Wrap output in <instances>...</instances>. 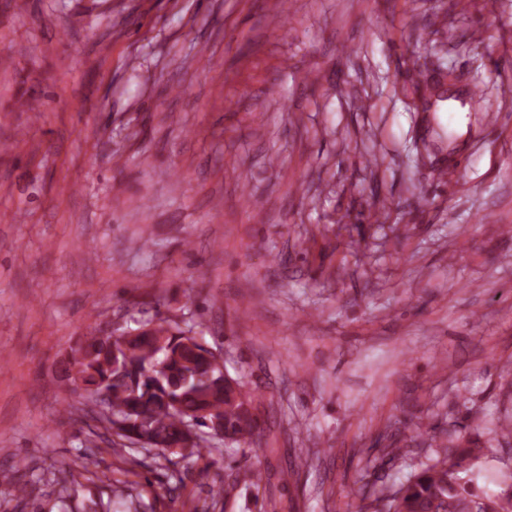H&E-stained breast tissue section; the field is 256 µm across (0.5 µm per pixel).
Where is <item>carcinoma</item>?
I'll list each match as a JSON object with an SVG mask.
<instances>
[{
	"instance_id": "obj_1",
	"label": "carcinoma",
	"mask_w": 512,
	"mask_h": 512,
	"mask_svg": "<svg viewBox=\"0 0 512 512\" xmlns=\"http://www.w3.org/2000/svg\"><path fill=\"white\" fill-rule=\"evenodd\" d=\"M194 333L195 321L184 315L160 319L114 345L94 329L71 349L66 375L96 396L99 409L91 414L109 434L105 443L128 449L138 444V452L158 464L169 463L173 454L212 453L214 438L204 427L217 419L224 427L226 458L232 461L251 447L258 436L262 396L245 390L244 376L213 366L205 343L197 342ZM194 427L197 440L187 448ZM430 441L432 453L419 468L360 512H512L509 490L489 496L474 487L485 449L455 446L446 433ZM228 469L232 481L210 488L214 505L236 485L257 487L262 481L259 471Z\"/></svg>"
}]
</instances>
